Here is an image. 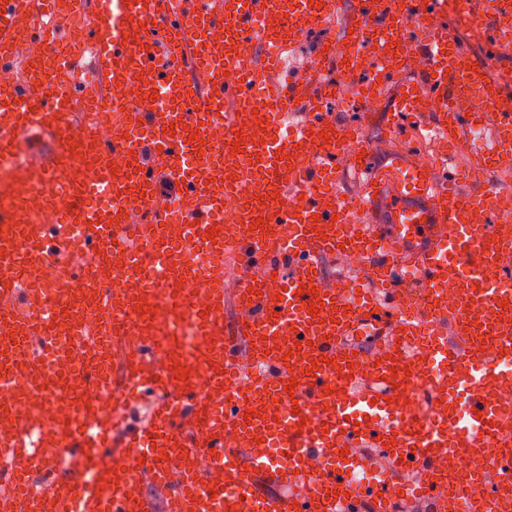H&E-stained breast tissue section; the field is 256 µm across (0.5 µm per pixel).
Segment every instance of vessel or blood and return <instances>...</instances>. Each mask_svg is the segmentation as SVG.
<instances>
[{
    "label": "vessel or blood",
    "instance_id": "obj_1",
    "mask_svg": "<svg viewBox=\"0 0 512 512\" xmlns=\"http://www.w3.org/2000/svg\"><path fill=\"white\" fill-rule=\"evenodd\" d=\"M459 5L482 54L452 31L448 0H354L346 17L336 0H95L82 40L94 49L92 83L61 90L55 69L83 58L68 50L63 18H47L39 0H7L0 60L13 61L23 34L48 55L28 64L17 83L0 86V155L22 150L32 131L50 134L54 150L39 161L28 191L52 207L59 204L56 178L87 166L96 176L71 188L82 205L63 210L52 229L30 232L24 197L0 200V245L7 247L0 318L26 320L44 340L34 348L0 336V413L20 399L50 406L58 399L52 327L79 323L86 309L50 305L35 270L53 262L85 279L68 255L67 224L86 225L88 249L113 242L127 251L112 288L96 287V302L123 313L139 341L112 375L111 402L77 401L46 430L16 415L0 435V497L21 496L28 512H40L32 481L40 474L62 490L53 512H152L145 495H129L135 479L162 492L166 512H358L364 501L373 512H396L403 500L427 512H464L453 505L440 460L461 438L476 449L492 446L497 409L485 385L493 376L512 378V264L496 252L501 243L512 247V0ZM340 17L344 38L322 41L304 74L261 85L278 67V50ZM230 69L237 80L225 79ZM131 70L142 104L125 135L108 148L93 126L72 136L70 103L91 89L110 95ZM415 72L420 81L402 82ZM346 87L364 120L390 101L386 130L411 122L443 153L464 150L472 131H482L478 164L498 169L502 180L469 190L464 169L411 151L375 162L355 126L334 118L331 107ZM155 93L166 107L154 106ZM214 126L223 127V144L207 137ZM114 153L131 156L133 172H111ZM345 167L363 176L356 194L335 187ZM164 182L191 202L178 217L184 238L168 242L160 224L122 220L131 197L151 207ZM107 190L112 203H100ZM231 204L237 217L228 237L207 239ZM259 220L265 230L256 229ZM394 243L412 257L423 292L407 296L396 282ZM227 246L242 258L248 290L230 298L212 285L200 309L174 294L179 282L203 277L197 255ZM352 252L364 260L361 285L329 278L325 260ZM146 253L160 256L163 287L142 269ZM132 276L142 282L135 294L122 287ZM448 288L473 292L474 304L451 311L433 303L432 294ZM316 300L323 306L314 317L307 309ZM486 303L504 304L500 321L488 341L469 340ZM174 312L193 322V344L164 326ZM340 336L389 337L397 378L385 381L384 368L363 350L339 364ZM162 349L177 360L157 371ZM415 379L448 407L465 406V415L399 422L397 400ZM133 392L153 402L117 449L113 433ZM212 393L222 398V414ZM231 433L240 447H226ZM168 448L208 458L224 483L210 484L193 467L173 472L162 457ZM342 448L348 458H340ZM89 452V468L58 478L65 456ZM314 458L322 462L316 470Z\"/></svg>",
    "mask_w": 512,
    "mask_h": 512
}]
</instances>
